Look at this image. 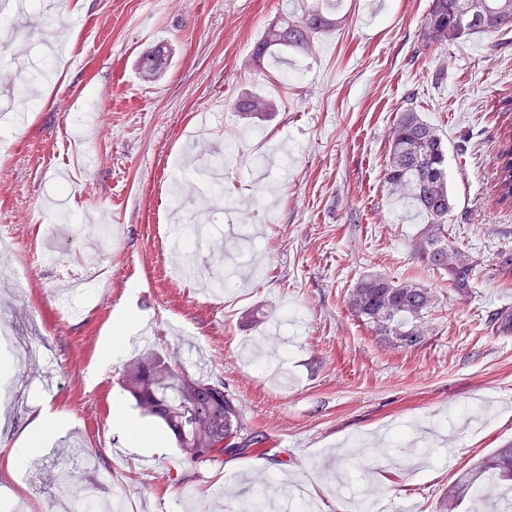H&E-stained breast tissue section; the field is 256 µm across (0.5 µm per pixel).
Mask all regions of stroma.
Here are the masks:
<instances>
[{
  "label": "stroma",
  "mask_w": 512,
  "mask_h": 512,
  "mask_svg": "<svg viewBox=\"0 0 512 512\" xmlns=\"http://www.w3.org/2000/svg\"><path fill=\"white\" fill-rule=\"evenodd\" d=\"M7 25L61 39L57 56L0 39V87L13 90L14 58L39 78L21 125H0V234L19 260L52 263L26 292L0 291V351L11 361L0 448L14 447L35 406L60 416L36 457L34 488L0 478L9 512H55L74 475L88 512H248L250 478L273 477L272 497L304 487L321 512H436L457 472L512 443V331L492 313L512 311V206L495 197L496 152L512 131V33L429 49L421 24L430 0H337L342 25L287 64H257L252 50L300 0H59L56 28L40 0ZM171 52L154 81L138 62ZM251 92L275 115L258 121L232 106ZM414 109L448 147L453 210L448 237L478 263L468 295L414 253L424 220L384 182L390 129ZM202 154L225 142L241 153L218 176L232 208L199 228L206 207L188 139ZM272 157L256 179L252 155ZM199 276L177 278V255ZM414 278L438 299L414 350L381 342L350 313L365 274ZM138 316L151 346L189 373L224 383L267 449L215 465L185 463L162 428L132 449L112 426L114 402L138 417L118 379L99 366L118 317ZM367 471L350 467L360 449ZM151 458L152 470L141 467Z\"/></svg>",
  "instance_id": "35a3bbf8"
}]
</instances>
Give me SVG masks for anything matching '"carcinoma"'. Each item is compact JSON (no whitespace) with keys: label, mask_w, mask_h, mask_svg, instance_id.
<instances>
[{"label":"carcinoma","mask_w":512,"mask_h":512,"mask_svg":"<svg viewBox=\"0 0 512 512\" xmlns=\"http://www.w3.org/2000/svg\"><path fill=\"white\" fill-rule=\"evenodd\" d=\"M336 0H311L297 15L288 13L272 23L253 50L256 62L278 52H309L321 35L335 31ZM512 32V0H431L422 23V41L430 47L463 43L475 35ZM164 53L140 61L146 81L156 79ZM252 119L275 110L274 103L256 94H244L233 104ZM497 203L512 204V134L498 150ZM388 189L410 199L426 224L415 244L419 261L432 270H444L460 294L469 291L477 262L448 241L452 198L446 173V147L438 128L408 108L399 113L390 132L384 170ZM348 307L371 332L395 349H415L426 336L425 318L437 303L431 289L412 280L383 275L362 277L351 289ZM120 386L135 401L141 417L163 426L189 464L224 462V457L255 452L267 437L247 432L245 414L236 395L147 351L124 367ZM489 482L512 484V443L460 471L441 496L438 512H457Z\"/></svg>","instance_id":"obj_1"}]
</instances>
